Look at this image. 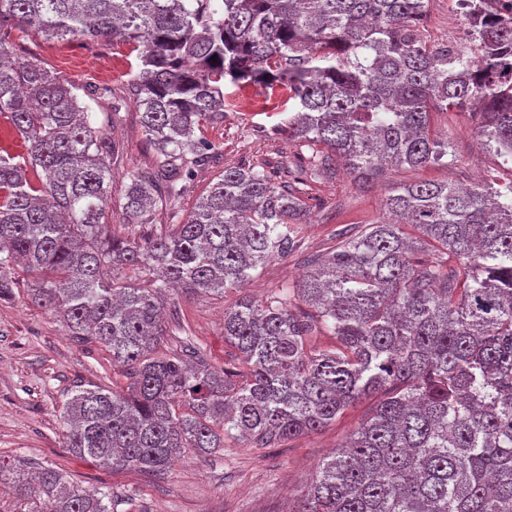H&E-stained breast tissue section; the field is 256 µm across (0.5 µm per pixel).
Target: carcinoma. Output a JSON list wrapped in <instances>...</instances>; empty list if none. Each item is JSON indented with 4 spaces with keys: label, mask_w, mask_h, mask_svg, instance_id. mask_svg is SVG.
Masks as SVG:
<instances>
[{
    "label": "carcinoma",
    "mask_w": 512,
    "mask_h": 512,
    "mask_svg": "<svg viewBox=\"0 0 512 512\" xmlns=\"http://www.w3.org/2000/svg\"><path fill=\"white\" fill-rule=\"evenodd\" d=\"M476 0L466 49L425 35L430 0H0V116L22 138L0 153V299L10 271L37 275L30 300L70 335L106 347L125 384L77 386L66 447L112 470L164 472L180 453L232 441L266 448L317 432L376 398L346 445L318 464L291 512H512V189L451 181L393 187L381 220L336 231L302 278L224 309V368L160 356L164 292L240 290L300 248L307 189L342 167L360 187L448 155L430 113L471 105L476 133L512 160V14ZM83 37L137 52L130 85L155 151L94 126L77 87L23 58L12 30ZM217 60H212V56ZM288 88V139L312 153L297 183L227 167L188 214L183 182L215 146L224 79ZM124 224L112 234L116 172ZM156 275L146 288L125 270ZM320 336L335 345L319 349ZM26 512H114L104 491L42 467L0 463ZM128 182L126 179H122L121 176H116L112 184V207L107 211L105 220L112 224V232L116 236H123L127 238L133 239L139 238L142 234L147 233L152 228L153 231L162 230L166 231L169 227L167 222L166 215L160 214L158 216V224L147 225L146 227L140 228L138 226L130 225V224H120L119 221V213H120V203L124 202L123 194L125 184Z\"/></svg>",
    "instance_id": "carcinoma-1"
}]
</instances>
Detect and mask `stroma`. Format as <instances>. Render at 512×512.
Masks as SVG:
<instances>
[{
	"instance_id": "1",
	"label": "stroma",
	"mask_w": 512,
	"mask_h": 512,
	"mask_svg": "<svg viewBox=\"0 0 512 512\" xmlns=\"http://www.w3.org/2000/svg\"><path fill=\"white\" fill-rule=\"evenodd\" d=\"M427 29L435 39L464 41L456 0H431ZM12 38L24 57L45 63L77 86L99 88L88 106L98 123L113 127L123 144L125 169L153 167L154 150L142 133L133 101L123 104L120 122L112 120L111 91L128 87L136 60L128 45L77 37L47 41L19 30ZM291 108L285 86L263 89L225 83L224 121L203 131L204 138L216 145L217 158L196 169L183 198L184 209H191L230 166L262 167L275 180L289 181L288 169L300 151L282 131ZM430 127L448 141L442 163L422 170L387 171L369 189L358 188L342 173L314 186L301 249L269 263L252 281L250 294L262 299L297 280L307 258L323 253L342 225L379 220L384 196L393 185L448 178L478 180L496 188L512 183V172L499 165L465 112L456 108L433 112ZM13 277L17 281L13 297L0 301V461H32L60 469L73 484L109 492L116 512H288L319 460L345 442L369 409L368 403H361L322 431L269 448L232 444L206 458L189 452L157 476L99 468L66 448L64 404L75 386H108L121 380V372L104 347L76 341L56 318L29 303L32 276L18 270ZM239 296L236 290L221 297L167 296L163 311L167 334L159 345L160 354H183L194 364L223 368L235 356L224 342V309Z\"/></svg>"
}]
</instances>
